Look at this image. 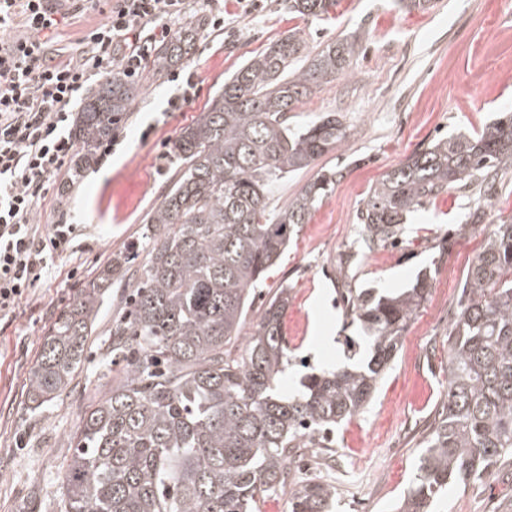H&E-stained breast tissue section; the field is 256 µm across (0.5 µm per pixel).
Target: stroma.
Returning <instances> with one entry per match:
<instances>
[{
  "mask_svg": "<svg viewBox=\"0 0 512 512\" xmlns=\"http://www.w3.org/2000/svg\"><path fill=\"white\" fill-rule=\"evenodd\" d=\"M292 30L312 47L345 37L356 42L350 75L292 112L298 124L338 114L347 139L317 165L341 170L342 178L258 285L246 320L257 321L276 288L288 287L285 386L293 389L306 373L369 358L362 328L340 298L343 286L395 295L431 274L427 298L371 403L295 471L297 480L335 485V512H394L411 486L448 391V333L462 279L495 224L512 217V170L501 174L491 207H484L479 187L449 190L407 215L402 240L371 251L357 243L356 214L372 186L433 139L478 132L496 113L512 112V0H434L430 10L411 13L393 0H340L329 21L290 14L284 0H263L250 15L226 0L223 35L197 38L179 65L193 75L192 102L169 110L176 83L144 72L114 153L73 174L69 191L51 197L56 215L75 227L71 249L57 257L54 274L32 299L0 322V512H60L69 436L105 390L102 356L112 342L111 324L124 311L123 281L113 282L70 387L36 410L28 400L29 371L50 322L111 253L136 241L178 166L171 146L180 129L199 116L226 76ZM479 207L481 221L467 224ZM431 510L512 512V462L482 483L449 484Z\"/></svg>",
  "mask_w": 512,
  "mask_h": 512,
  "instance_id": "obj_1",
  "label": "stroma"
}]
</instances>
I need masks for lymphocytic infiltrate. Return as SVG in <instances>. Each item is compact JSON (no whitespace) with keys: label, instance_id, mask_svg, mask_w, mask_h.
<instances>
[{"label":"lymphocytic infiltrate","instance_id":"obj_1","mask_svg":"<svg viewBox=\"0 0 512 512\" xmlns=\"http://www.w3.org/2000/svg\"><path fill=\"white\" fill-rule=\"evenodd\" d=\"M100 0H0V319L13 317L51 261L69 249L73 227L42 224L49 182L69 174L71 108L96 78L122 67L139 78L158 43L173 38L188 0H112L104 22L57 62L48 48L71 20Z\"/></svg>","mask_w":512,"mask_h":512}]
</instances>
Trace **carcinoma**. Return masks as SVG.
I'll list each match as a JSON object with an SVG mask.
<instances>
[{"instance_id":"carcinoma-1","label":"carcinoma","mask_w":512,"mask_h":512,"mask_svg":"<svg viewBox=\"0 0 512 512\" xmlns=\"http://www.w3.org/2000/svg\"><path fill=\"white\" fill-rule=\"evenodd\" d=\"M338 0H285L300 18L327 20ZM187 27L155 51L160 77L192 54ZM355 42L316 51L298 32L247 59L173 143L180 160L143 222L138 248L112 254L45 332L29 373L39 409L70 385L95 333L104 289L135 269L126 312L112 322L120 376L90 403L70 435L61 512H261L288 490L289 512H331L336 488L288 486L291 464L314 437L330 439L365 410L390 367L427 280L398 295L347 291L371 356L359 367L305 375L285 394L288 365L281 318L288 287L245 328L257 285L332 192L340 170H317L277 211L270 187L347 138L336 113L305 125L292 112L321 86L350 75ZM138 87L114 68L74 124L78 158L95 160L128 112ZM512 168V113L482 131L456 132L413 153L375 186L357 213L371 249L404 234V218L427 201L477 181L489 193ZM512 457V219L500 221L469 264L448 336V392L397 512H428L448 482H483Z\"/></svg>"}]
</instances>
